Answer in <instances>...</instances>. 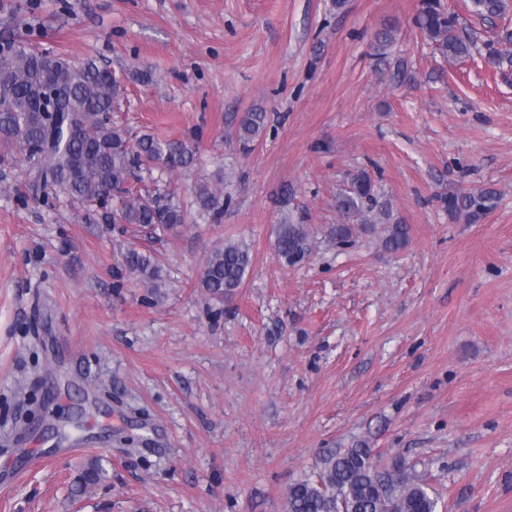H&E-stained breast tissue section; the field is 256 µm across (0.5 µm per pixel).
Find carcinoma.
I'll list each match as a JSON object with an SVG mask.
<instances>
[{"label":"carcinoma","mask_w":512,"mask_h":512,"mask_svg":"<svg viewBox=\"0 0 512 512\" xmlns=\"http://www.w3.org/2000/svg\"><path fill=\"white\" fill-rule=\"evenodd\" d=\"M474 13L484 20L501 15L503 0H473ZM433 53L446 62L470 56L472 34L459 27L457 17L441 0H421L414 18ZM124 85L110 69L92 58L75 62L55 54L42 55L31 43H0V151L19 155L39 170L57 195L92 212L112 194V223L140 224L154 231H172L190 215L175 192L158 187L153 171L188 169L196 161V145L163 140L151 134L133 138L112 122L120 108ZM240 152L248 154L266 131V113L243 112L230 118ZM194 205L199 216L220 212L219 190L198 187ZM451 212L475 218L490 211V192L453 195ZM340 221L330 228L328 241L338 248L355 245L360 232L385 225L383 247L392 253L409 243L408 225L377 206L373 184L363 171L351 175L337 197ZM278 257L295 266L310 257L314 241L305 224L278 226ZM126 268L152 289L160 288L161 275L151 257L131 249ZM251 264L249 248L228 242L210 254L199 282L218 301L233 297ZM438 500L429 492L415 465L395 456L386 465L374 460L371 449L360 443L320 461L313 476L288 489L285 512H436Z\"/></svg>","instance_id":"obj_1"}]
</instances>
